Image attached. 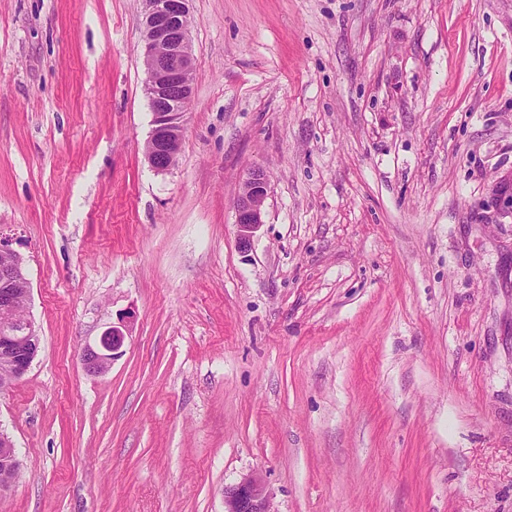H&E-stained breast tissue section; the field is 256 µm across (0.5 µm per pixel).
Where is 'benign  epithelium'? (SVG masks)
<instances>
[{
  "label": "benign epithelium",
  "instance_id": "benign-epithelium-1",
  "mask_svg": "<svg viewBox=\"0 0 512 512\" xmlns=\"http://www.w3.org/2000/svg\"><path fill=\"white\" fill-rule=\"evenodd\" d=\"M143 14L142 56L147 78L144 91L152 114V130L145 156L157 173L176 164L181 151L184 116L193 100V55L189 42V0H141ZM269 194L261 170L250 172L236 202L237 241L247 249L263 224ZM31 293L24 259L0 240V311L11 313L0 330V391L22 379L40 348V336L28 317ZM127 325L121 321L104 330L98 341L84 348L81 360L92 375L107 372L122 354ZM19 461L15 445L0 430V492L15 483ZM224 512H271L269 495L260 478L250 475L224 488Z\"/></svg>",
  "mask_w": 512,
  "mask_h": 512
}]
</instances>
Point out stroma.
Here are the masks:
<instances>
[{
  "label": "stroma",
  "instance_id": "stroma-1",
  "mask_svg": "<svg viewBox=\"0 0 512 512\" xmlns=\"http://www.w3.org/2000/svg\"><path fill=\"white\" fill-rule=\"evenodd\" d=\"M141 10L0 0V239L41 337L0 512H224L249 475L273 512H512V0H190L165 174ZM269 194L268 180L261 170H253L244 181L242 193L236 202L237 241L247 249L255 233L263 224V208ZM124 320L104 330L94 345H87L81 355L85 370L92 375L107 372L112 363L121 356L127 325Z\"/></svg>",
  "mask_w": 512,
  "mask_h": 512
}]
</instances>
